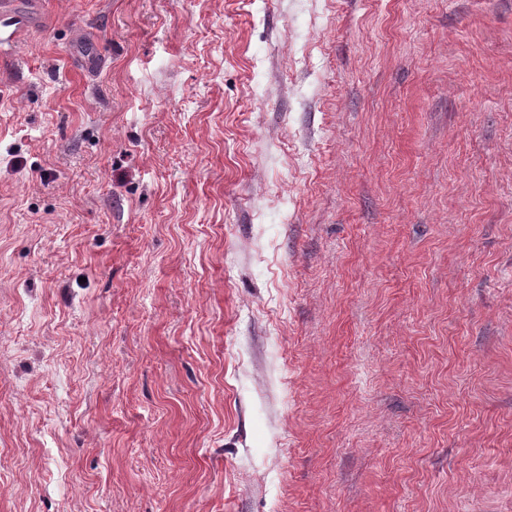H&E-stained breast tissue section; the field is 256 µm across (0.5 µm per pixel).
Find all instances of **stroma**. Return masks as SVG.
<instances>
[{"instance_id":"35a3bbf8","label":"stroma","mask_w":512,"mask_h":512,"mask_svg":"<svg viewBox=\"0 0 512 512\" xmlns=\"http://www.w3.org/2000/svg\"><path fill=\"white\" fill-rule=\"evenodd\" d=\"M41 2L0 512H512V0Z\"/></svg>"}]
</instances>
